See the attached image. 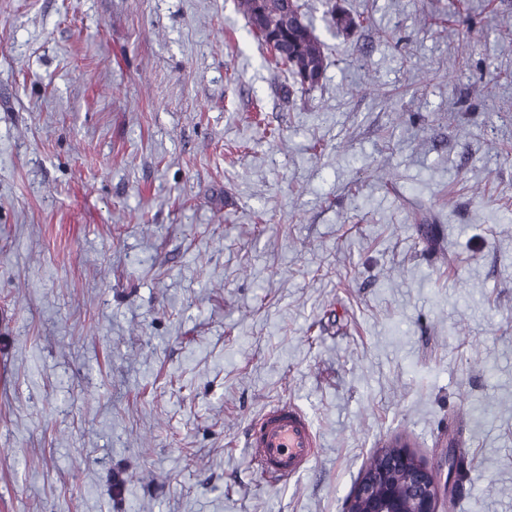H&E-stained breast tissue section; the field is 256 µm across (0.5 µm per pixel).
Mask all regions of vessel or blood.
Segmentation results:
<instances>
[{"mask_svg":"<svg viewBox=\"0 0 512 512\" xmlns=\"http://www.w3.org/2000/svg\"><path fill=\"white\" fill-rule=\"evenodd\" d=\"M246 446L254 464L272 478H290L301 472L317 446L304 414L293 404L266 409L252 425Z\"/></svg>","mask_w":512,"mask_h":512,"instance_id":"vessel-or-blood-1","label":"vessel or blood"}]
</instances>
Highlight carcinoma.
<instances>
[{
	"instance_id": "carcinoma-1",
	"label": "carcinoma",
	"mask_w": 512,
	"mask_h": 512,
	"mask_svg": "<svg viewBox=\"0 0 512 512\" xmlns=\"http://www.w3.org/2000/svg\"><path fill=\"white\" fill-rule=\"evenodd\" d=\"M240 11L247 16L254 36L271 52L274 64L293 84L307 72L317 79L306 85L312 89L325 69L322 44L312 35L298 0H238Z\"/></svg>"
}]
</instances>
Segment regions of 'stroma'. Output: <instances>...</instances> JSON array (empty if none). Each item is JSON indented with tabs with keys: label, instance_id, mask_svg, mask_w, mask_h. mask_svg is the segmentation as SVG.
Returning a JSON list of instances; mask_svg holds the SVG:
<instances>
[{
	"label": "stroma",
	"instance_id": "1",
	"mask_svg": "<svg viewBox=\"0 0 512 512\" xmlns=\"http://www.w3.org/2000/svg\"><path fill=\"white\" fill-rule=\"evenodd\" d=\"M303 3L286 99L237 0H0V512H342L395 440L512 512V0ZM251 460L271 478L301 472L317 448V438L304 414L293 404L266 409L246 438Z\"/></svg>",
	"mask_w": 512,
	"mask_h": 512
}]
</instances>
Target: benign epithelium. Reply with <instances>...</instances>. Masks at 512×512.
<instances>
[{"label":"benign epithelium","mask_w":512,"mask_h":512,"mask_svg":"<svg viewBox=\"0 0 512 512\" xmlns=\"http://www.w3.org/2000/svg\"><path fill=\"white\" fill-rule=\"evenodd\" d=\"M445 468L431 467L406 444L383 446L365 465L343 512H447L455 492L458 456L448 449Z\"/></svg>","instance_id":"obj_1"}]
</instances>
